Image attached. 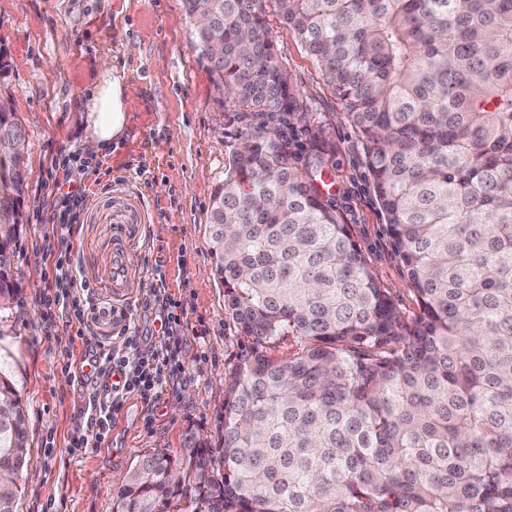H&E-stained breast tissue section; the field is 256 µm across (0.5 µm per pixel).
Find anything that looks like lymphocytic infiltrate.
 <instances>
[{
    "label": "lymphocytic infiltrate",
    "instance_id": "1",
    "mask_svg": "<svg viewBox=\"0 0 512 512\" xmlns=\"http://www.w3.org/2000/svg\"><path fill=\"white\" fill-rule=\"evenodd\" d=\"M58 191L53 221L64 229L60 237V249L54 262L53 280L59 289L44 296L43 305L47 317L55 313L67 314L77 327L86 323L84 293L87 285L72 275L69 266L72 262V245L66 233L71 230L78 211L86 201V192L80 187H65L56 182ZM156 322L159 324L156 337L140 334L129 327L121 347L99 349L86 360L97 376L113 378L110 391L89 394L85 411L91 428L90 434H82L73 441L75 448L87 447L89 442H103L107 438L112 420L121 410L128 396L136 395L145 400H155L164 392L170 376L178 369L176 356L182 342L180 336L183 316L177 311V304L169 296H162L156 309Z\"/></svg>",
    "mask_w": 512,
    "mask_h": 512
}]
</instances>
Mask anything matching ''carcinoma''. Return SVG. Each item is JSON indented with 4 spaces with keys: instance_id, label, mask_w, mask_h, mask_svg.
Returning a JSON list of instances; mask_svg holds the SVG:
<instances>
[{
    "instance_id": "carcinoma-1",
    "label": "carcinoma",
    "mask_w": 512,
    "mask_h": 512,
    "mask_svg": "<svg viewBox=\"0 0 512 512\" xmlns=\"http://www.w3.org/2000/svg\"><path fill=\"white\" fill-rule=\"evenodd\" d=\"M367 146L418 311L405 315L289 164L300 98L263 0H205L195 50L243 133L211 196L213 273L250 346L224 375L218 446L188 432L122 481L112 512H512V0H275ZM25 136L0 108V137ZM21 156L0 158V301ZM294 337L292 354L269 350ZM0 469L26 416L0 376Z\"/></svg>"
}]
</instances>
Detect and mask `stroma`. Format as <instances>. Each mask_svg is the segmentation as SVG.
<instances>
[{
    "instance_id": "stroma-1",
    "label": "stroma",
    "mask_w": 512,
    "mask_h": 512,
    "mask_svg": "<svg viewBox=\"0 0 512 512\" xmlns=\"http://www.w3.org/2000/svg\"><path fill=\"white\" fill-rule=\"evenodd\" d=\"M277 58L300 94L304 118L290 137L291 164L324 168L323 193L400 311H416L407 275L385 231L367 169L366 145L333 89L265 0ZM194 24L182 0H0V48L7 67L0 99L26 130L25 224L14 258L21 288L0 303V368L27 409L28 452L41 475L21 474L18 512H112L136 460L155 448L179 453L187 431L216 440L224 373L242 338L224 308L211 269L208 209L245 123L226 109L193 49ZM129 76L124 139L105 155L83 148L78 108L100 58ZM73 153L87 201L73 233V267L90 287L84 336L64 318L47 322L46 258L60 234L52 219L56 159ZM123 251L127 281L112 286V258ZM145 284L149 293L138 292ZM183 309L182 373L159 402L129 397L101 447L72 450L86 431L85 392L68 373L87 350L126 324L151 328L158 286Z\"/></svg>"
}]
</instances>
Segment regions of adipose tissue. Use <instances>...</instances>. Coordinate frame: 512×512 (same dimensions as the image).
Instances as JSON below:
<instances>
[{"instance_id":"1","label":"adipose tissue","mask_w":512,"mask_h":512,"mask_svg":"<svg viewBox=\"0 0 512 512\" xmlns=\"http://www.w3.org/2000/svg\"><path fill=\"white\" fill-rule=\"evenodd\" d=\"M86 135L83 147L86 152L104 154L113 142L125 134L129 117L127 78L124 72L113 67L109 58H102L98 77L84 100Z\"/></svg>"}]
</instances>
